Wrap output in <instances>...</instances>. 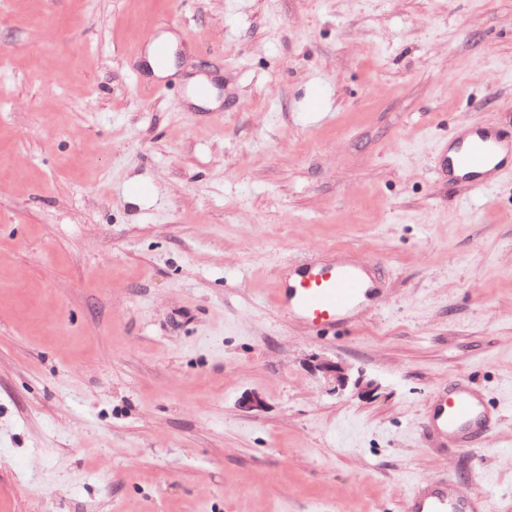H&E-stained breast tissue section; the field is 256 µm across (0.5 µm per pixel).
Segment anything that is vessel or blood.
I'll list each match as a JSON object with an SVG mask.
<instances>
[{
	"label": "vessel or blood",
	"mask_w": 512,
	"mask_h": 512,
	"mask_svg": "<svg viewBox=\"0 0 512 512\" xmlns=\"http://www.w3.org/2000/svg\"><path fill=\"white\" fill-rule=\"evenodd\" d=\"M437 173L449 184L474 193L512 179V133L490 123H463L442 145ZM379 287L359 263L306 264L295 281L275 290L277 306L308 329L333 330L345 324ZM499 417L481 393L463 378L450 382L428 404V428L453 448H473L492 433ZM405 512H487L484 494L453 477L416 483Z\"/></svg>",
	"instance_id": "obj_1"
}]
</instances>
